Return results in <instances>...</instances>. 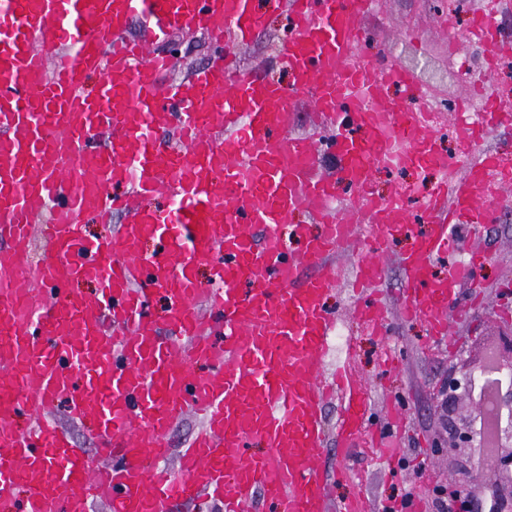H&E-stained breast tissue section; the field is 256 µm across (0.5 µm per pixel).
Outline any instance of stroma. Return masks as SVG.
<instances>
[{
    "mask_svg": "<svg viewBox=\"0 0 512 512\" xmlns=\"http://www.w3.org/2000/svg\"><path fill=\"white\" fill-rule=\"evenodd\" d=\"M433 3L434 0H379L377 11L365 20L372 37L367 55L391 52L416 75L417 91L409 96L413 104L421 98L439 104L468 97L472 83L467 72L482 65L480 50L463 44L457 50H449L448 33ZM289 31L287 12L271 13L265 29L239 48L241 69L288 83L276 50ZM165 49L173 56L170 76L174 79L206 65L214 55L212 43L199 33L173 35ZM412 242L409 233H396L383 258L384 297L394 309L403 298V271L398 259ZM457 245L463 251L493 250L498 261L482 272L484 309L468 320L452 322L454 347L424 349V324L400 321L392 327V338L402 352V360L396 370L383 369L378 363L382 343L352 321L347 312V296L335 289L327 297V306L338 319L339 334L330 343L328 369H335L343 361L352 365L374 396L370 415L373 424L385 426L393 405L402 407L409 421V430L394 452L396 462L391 467L379 462V449L357 447L344 452L337 448L335 439H328L319 468L328 478L332 502L358 493L368 500L371 512H384L391 494L415 489L420 496V512H434L433 486L426 474L419 472V462H426L443 484H450L455 478L448 467L447 449L433 445L441 419L440 389L448 380L450 361L479 358L499 336L512 333V209L497 223L485 225L479 236L465 237Z\"/></svg>",
    "mask_w": 512,
    "mask_h": 512,
    "instance_id": "stroma-1",
    "label": "stroma"
}]
</instances>
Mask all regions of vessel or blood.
<instances>
[{
	"label": "vessel or blood",
	"instance_id": "obj_1",
	"mask_svg": "<svg viewBox=\"0 0 512 512\" xmlns=\"http://www.w3.org/2000/svg\"><path fill=\"white\" fill-rule=\"evenodd\" d=\"M256 2L0 0V512H90L97 502L167 512L205 499L224 512H328L321 404L341 405L340 448L361 442L388 458L407 426L398 408L390 434L369 424V393L348 363L325 372L337 255L360 240L375 252L346 274L372 335H391L379 255L403 224L415 242L401 260V314L425 321L428 344L451 343L462 296L482 305L492 256L461 253L452 232L496 223L512 205V162L484 146L512 114L488 99L475 120L456 118L449 130L463 150L448 159L428 115L383 93L414 73L358 54L375 0ZM269 8L293 18L278 49L285 87L236 66ZM511 12L512 0H495L473 14L469 40L488 60L512 54L498 39ZM139 17L144 33L128 37ZM194 31L217 53L166 81L173 59L155 43ZM300 96L317 120L305 135L288 126ZM328 151L339 159L332 176L318 171ZM379 164L441 178L428 196L403 185L380 199L369 191ZM340 181L354 194L344 204ZM157 194L172 208L141 207ZM301 209L318 234L293 223ZM116 214L127 222L114 230ZM90 218L107 225L103 237H84ZM287 223L298 251L284 247ZM150 239L162 251H143ZM438 263L447 277L432 276ZM87 279L96 297L72 291ZM156 292L168 301L159 318L146 311ZM59 405L94 424L108 465L93 468L55 425ZM190 412L202 425L172 452L170 428ZM172 455L175 469L163 468Z\"/></svg>",
	"mask_w": 512,
	"mask_h": 512
}]
</instances>
